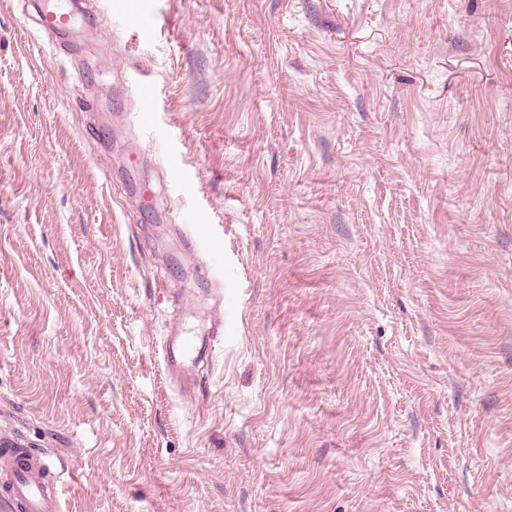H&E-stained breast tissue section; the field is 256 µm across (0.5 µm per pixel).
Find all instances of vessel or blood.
Segmentation results:
<instances>
[{"mask_svg": "<svg viewBox=\"0 0 512 512\" xmlns=\"http://www.w3.org/2000/svg\"><path fill=\"white\" fill-rule=\"evenodd\" d=\"M79 6V0H45L36 10L40 31L54 40H62ZM194 347L195 339L191 336L177 334L168 339L163 348L165 369L183 365ZM0 455L12 461L9 469L0 474V501L7 503L11 512H63L62 473L41 452L16 448L6 442L0 444Z\"/></svg>", "mask_w": 512, "mask_h": 512, "instance_id": "vessel-or-blood-1", "label": "vessel or blood"}]
</instances>
